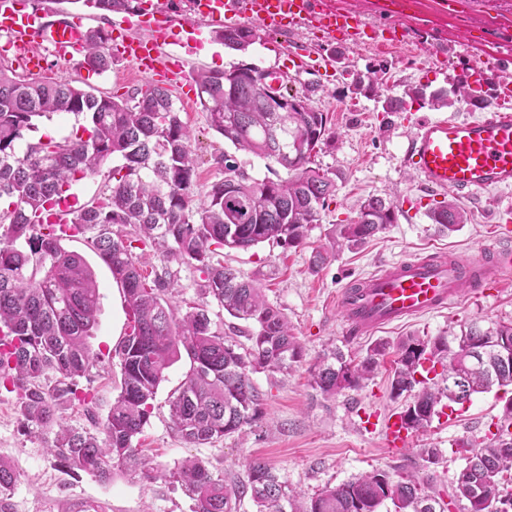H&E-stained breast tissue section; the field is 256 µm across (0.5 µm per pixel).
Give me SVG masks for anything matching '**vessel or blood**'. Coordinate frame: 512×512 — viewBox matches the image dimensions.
Returning <instances> with one entry per match:
<instances>
[{
    "mask_svg": "<svg viewBox=\"0 0 512 512\" xmlns=\"http://www.w3.org/2000/svg\"><path fill=\"white\" fill-rule=\"evenodd\" d=\"M195 13L213 26L225 19L257 21L266 31L277 33L292 26L315 29L328 37L344 36L360 40L370 36L373 43L391 46L395 35L370 32L366 23L348 12L326 7L324 0H194ZM141 37L122 36L119 53L132 62L144 78L169 82L185 78L181 65L171 63L162 53L170 36L155 14L139 16ZM0 31L7 36L5 50L14 53L28 71L41 69L42 46H50L62 58L81 53L84 25L81 19L39 20L0 5ZM470 87L493 88L501 111L485 112L470 120L454 118L422 119L407 141L404 156L420 181L434 192L453 191L465 196L484 191L512 188V82L502 79L494 65H471L464 73ZM512 272V246L498 244L466 258L434 254L419 260L383 268L346 288L339 299L344 320L355 330L371 332L379 328L448 308L462 286L481 287L500 281ZM363 430L383 431L387 448L395 452L407 448L410 430L399 413L386 419L375 414L360 417Z\"/></svg>",
    "mask_w": 512,
    "mask_h": 512,
    "instance_id": "1",
    "label": "vessel or blood"
}]
</instances>
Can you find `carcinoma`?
<instances>
[{
  "instance_id": "cac0c4a2",
  "label": "carcinoma",
  "mask_w": 512,
  "mask_h": 512,
  "mask_svg": "<svg viewBox=\"0 0 512 512\" xmlns=\"http://www.w3.org/2000/svg\"><path fill=\"white\" fill-rule=\"evenodd\" d=\"M109 13H134L137 0H85ZM225 47L245 52L254 44L252 27L214 31ZM111 31H85L81 66L94 74L112 67ZM250 65L194 75L208 126L235 152L224 153V178L211 184L196 201L193 132L182 121L168 89L154 85L131 97L114 100L52 77L21 78L0 62V388L16 395L23 429L54 434L50 452L73 470L109 482L115 470L155 479L160 471L134 445L151 417V401L166 371L181 353L190 360L185 379L170 396V416L185 443L199 447L261 425L263 394L252 374H285L303 357L287 317L269 304L262 288L224 266V248L247 250L261 243L297 248L320 221V211L336 195V174L314 164L321 145L332 143L328 115L314 106L295 111L309 99L286 90L284 105L269 104L254 85ZM382 69L354 79V88L381 96ZM434 108L455 99L490 106L461 86L450 92L412 88L405 97ZM71 114V135L19 144L37 129V121ZM242 152L281 167L286 176L262 179L240 165ZM110 184L97 199L72 209L66 224L47 221L58 203L70 196L75 182L93 176L109 160ZM432 223L450 233L470 221L454 200L428 211ZM397 206L370 196L357 217L336 227L332 247L355 248L396 223ZM80 236L123 285L130 324L114 350L121 368L120 392L98 433L67 424L64 413L79 402L93 403L78 379L99 361L89 339L100 312L95 273L83 256L63 241ZM151 248L162 263L148 279L141 272L143 254ZM176 262L202 275L201 302L182 313L172 301ZM246 328L229 327L212 318L209 300ZM244 337L248 344L239 338ZM480 350L476 365L461 356L464 348ZM389 349L372 345L359 362L333 351L317 363L311 376L322 395L334 398L358 390L371 380ZM430 361L442 374L463 379L465 396L512 386V323L484 329L473 321L434 339L408 336L398 344L391 371V394L411 393L401 411L413 433H424L443 400L458 403L456 391L422 374ZM465 465L451 497L466 501L464 512H497L512 502V398L505 400L496 432L477 443H457ZM170 477L194 500L192 512H239L244 498L256 512H380L389 501L394 512H445L441 498L412 473L396 477L372 470L338 485H326L306 502L260 460L248 463L247 480L234 485L214 475L197 459L183 461ZM17 481L11 464L0 457V512H12L10 494Z\"/></svg>"
}]
</instances>
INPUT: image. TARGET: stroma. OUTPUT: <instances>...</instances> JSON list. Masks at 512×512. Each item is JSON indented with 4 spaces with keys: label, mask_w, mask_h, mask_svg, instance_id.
I'll use <instances>...</instances> for the list:
<instances>
[{
    "label": "stroma",
    "mask_w": 512,
    "mask_h": 512,
    "mask_svg": "<svg viewBox=\"0 0 512 512\" xmlns=\"http://www.w3.org/2000/svg\"><path fill=\"white\" fill-rule=\"evenodd\" d=\"M26 13H51L81 17L85 28H109L123 21L120 13H103L82 0H20ZM157 6L178 37L169 52L182 61L188 74L197 69L227 70L249 63L280 72L291 92L309 95L313 106L328 113L336 134L335 146H322L315 162L338 176L335 198L321 212V219L303 246L284 248L268 243L248 250H224V262L244 279L263 288L268 302L287 317L304 353L290 374L258 372L255 384L264 395L265 419L246 438L227 437L201 448L185 443L173 429L167 400L189 370L188 358H180L166 372L153 400L148 425L137 446L162 474L155 480L132 479L115 474L102 483L90 475L64 468L48 447L51 436L25 434L19 421L14 394L0 390V456L8 458L17 473L12 494L14 512H84L87 505H101L104 512H192L193 502L170 471L188 458H198L226 483L245 479L246 464L253 459L273 467L280 480L298 492L314 494L327 484H339L380 469L390 474L414 473L431 482L436 493L448 496L464 462L455 451L458 438L483 439L500 414L497 392L474 395L456 416L440 414L407 451L394 453L385 447L380 432L361 430L360 412L387 415L401 411L407 396L393 397L389 375L395 353H388L374 378L357 391L327 398L311 384L310 370L326 354L339 350L352 360H362L369 346L384 340L390 345L408 336L429 339L459 330L476 320L482 327L512 322V277L487 288L462 289L458 299L442 312L358 334L346 324L337 307L341 290L394 261H410L435 252L465 255L503 241L507 225L500 211L512 203V189L488 191L473 197L456 195V202L471 214V221L453 234L440 232L427 212L446 193L430 197L416 172L404 162L407 138L418 117L473 118L480 108L466 100L434 109L421 101H407L400 112H385L383 101L355 91L352 81L367 68L387 69L390 96L403 95L411 87L453 88L457 73L480 60L507 59L504 75L512 77V0H455L445 8L441 0H409L401 22L409 38L392 51L382 53L371 42L352 44L316 39L304 31L262 33L260 41L241 53L224 47L211 27L179 0H145ZM43 72L96 94L124 98L149 82L132 64L114 57L112 67L96 75L78 61L63 62L51 51L43 53ZM181 119L193 132L192 148L198 160L195 196L224 176L221 158L228 146L212 131L200 101L186 105L179 90H172ZM371 195L390 199L397 207V221L384 233L353 250L329 254L320 266H312L316 250L328 247L336 225L355 219L361 203ZM67 250L81 254L93 268L100 292L99 323L90 340L100 355L82 388L94 394L93 409L76 404L65 412L68 422L99 432L112 400L120 391V365L113 359L115 334L127 327L129 316L113 287L109 268L81 238L65 241ZM437 448V464L424 465L421 448Z\"/></svg>",
    "instance_id": "35a3bbf8"
}]
</instances>
